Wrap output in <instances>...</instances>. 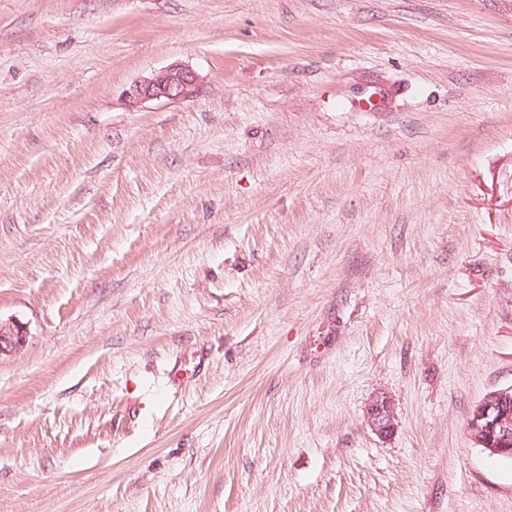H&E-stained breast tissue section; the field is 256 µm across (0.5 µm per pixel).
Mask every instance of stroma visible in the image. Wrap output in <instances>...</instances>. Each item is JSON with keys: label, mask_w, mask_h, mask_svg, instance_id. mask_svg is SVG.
Segmentation results:
<instances>
[{"label": "stroma", "mask_w": 512, "mask_h": 512, "mask_svg": "<svg viewBox=\"0 0 512 512\" xmlns=\"http://www.w3.org/2000/svg\"><path fill=\"white\" fill-rule=\"evenodd\" d=\"M0 317V512H512V0H0ZM197 90L194 72L181 64H171L126 90L125 101L130 107L146 100L173 103L193 98ZM26 342L23 324L16 320L2 321L0 317V354L20 350ZM467 430L489 456H512V388L487 393L473 407ZM369 426L380 437L390 436L396 429V415L390 398L386 395H377L366 408Z\"/></svg>", "instance_id": "35a3bbf8"}]
</instances>
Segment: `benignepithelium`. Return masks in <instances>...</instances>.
<instances>
[{
	"instance_id": "benign-epithelium-1",
	"label": "benign epithelium",
	"mask_w": 512,
	"mask_h": 512,
	"mask_svg": "<svg viewBox=\"0 0 512 512\" xmlns=\"http://www.w3.org/2000/svg\"><path fill=\"white\" fill-rule=\"evenodd\" d=\"M197 93V77L181 64H171L134 84L125 93L126 104L134 107L146 100L170 103L188 100ZM26 342L23 324L0 320V354L20 350ZM369 426L382 438L396 429L390 398L374 397L366 408ZM467 430L474 444L490 456H512V388L487 393L472 409Z\"/></svg>"
}]
</instances>
